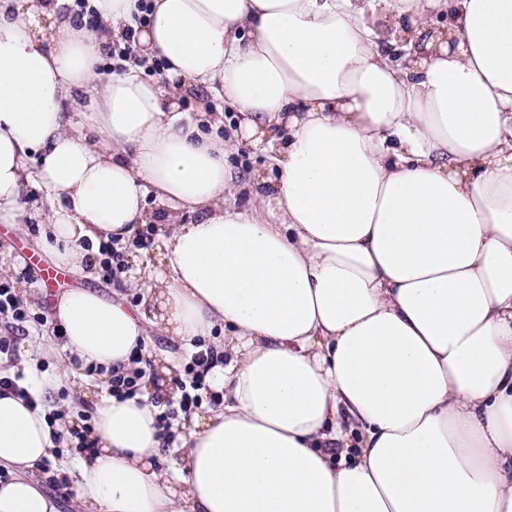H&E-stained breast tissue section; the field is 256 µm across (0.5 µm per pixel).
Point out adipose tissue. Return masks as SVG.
<instances>
[{
    "label": "adipose tissue",
    "mask_w": 512,
    "mask_h": 512,
    "mask_svg": "<svg viewBox=\"0 0 512 512\" xmlns=\"http://www.w3.org/2000/svg\"><path fill=\"white\" fill-rule=\"evenodd\" d=\"M68 2L0 0V220L42 185L78 272L152 196L167 269L134 307L132 279L56 295L71 360L31 378L36 408L0 395V512H57L33 474L48 389L150 357L151 326L212 348L224 402L176 471L154 394L96 403L94 454L61 468L88 512H512V0H151L165 93L97 69L139 0H91L92 22ZM446 11L456 46L397 65L369 23ZM191 87L238 113L232 137L182 110ZM270 137L276 180L242 178L240 142Z\"/></svg>",
    "instance_id": "1"
}]
</instances>
